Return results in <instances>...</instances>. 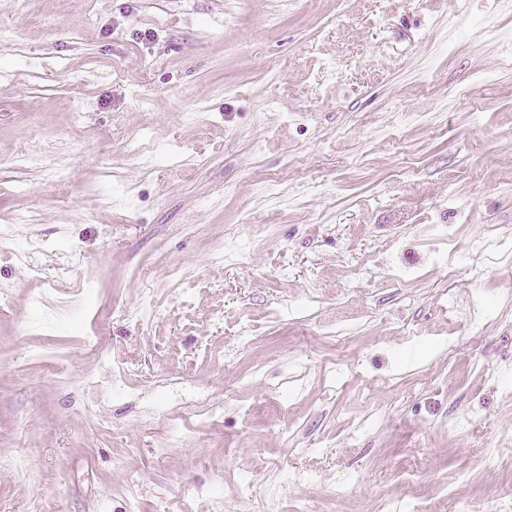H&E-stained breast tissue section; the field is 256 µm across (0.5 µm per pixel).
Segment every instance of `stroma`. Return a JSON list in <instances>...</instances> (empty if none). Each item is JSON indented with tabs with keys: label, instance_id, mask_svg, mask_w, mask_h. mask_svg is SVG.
Here are the masks:
<instances>
[{
	"label": "stroma",
	"instance_id": "35a3bbf8",
	"mask_svg": "<svg viewBox=\"0 0 512 512\" xmlns=\"http://www.w3.org/2000/svg\"><path fill=\"white\" fill-rule=\"evenodd\" d=\"M1 225L0 512H512V0H0Z\"/></svg>",
	"mask_w": 512,
	"mask_h": 512
}]
</instances>
